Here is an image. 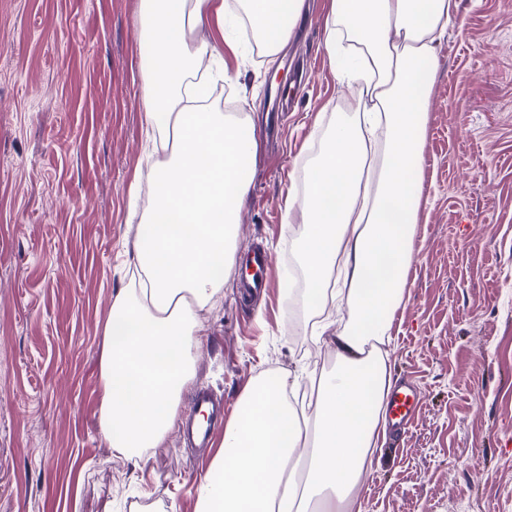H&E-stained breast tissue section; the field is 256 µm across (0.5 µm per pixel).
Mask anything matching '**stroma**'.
<instances>
[{
  "label": "stroma",
  "instance_id": "35a3bbf8",
  "mask_svg": "<svg viewBox=\"0 0 512 512\" xmlns=\"http://www.w3.org/2000/svg\"><path fill=\"white\" fill-rule=\"evenodd\" d=\"M328 6L304 0L272 58L236 29L226 77L196 74L214 111L255 115L236 248L265 245L274 271L247 302L231 276L199 311L182 407L206 388L230 415L262 371L335 367L311 341L287 204L353 97L325 51ZM149 48L140 0H0V512L195 510L209 463L180 429L135 461L99 427L103 327L144 213L131 186L153 166ZM436 54L408 302L387 347L418 408L401 448H374L357 496L362 512H512V0H458Z\"/></svg>",
  "mask_w": 512,
  "mask_h": 512
}]
</instances>
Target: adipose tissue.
<instances>
[{"label":"adipose tissue","instance_id":"obj_1","mask_svg":"<svg viewBox=\"0 0 512 512\" xmlns=\"http://www.w3.org/2000/svg\"><path fill=\"white\" fill-rule=\"evenodd\" d=\"M142 0L154 52L144 122L169 123L157 148L146 216L136 230V287L120 291L103 330L99 425L110 447L142 458L176 423L199 350L198 310L236 265V229L258 154L251 117L213 112L207 83L226 29L247 18L276 55L302 0ZM458 0H331L325 50L339 81L358 84L302 191L288 207L305 226V305L341 312L336 367L301 391L297 375L265 371L241 392L220 452L196 488V512H362L352 491L387 435L383 406L394 312L405 301L424 188V147L438 69L435 44ZM305 402L308 424L296 406Z\"/></svg>","mask_w":512,"mask_h":512}]
</instances>
